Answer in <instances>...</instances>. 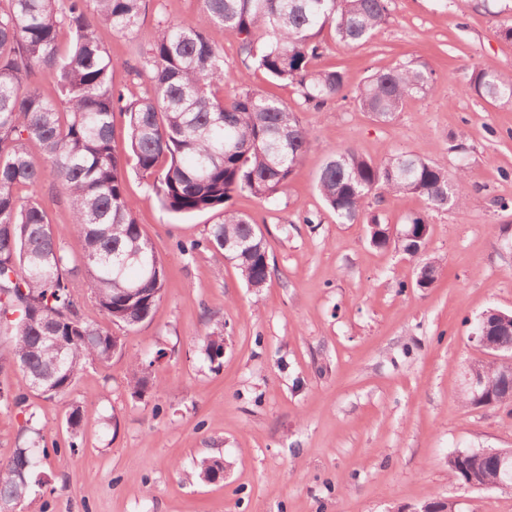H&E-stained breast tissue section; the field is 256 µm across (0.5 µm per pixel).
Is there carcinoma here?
Instances as JSON below:
<instances>
[{
  "label": "carcinoma",
  "instance_id": "1",
  "mask_svg": "<svg viewBox=\"0 0 512 512\" xmlns=\"http://www.w3.org/2000/svg\"><path fill=\"white\" fill-rule=\"evenodd\" d=\"M147 0H7L0 7V405L28 413L26 434L12 457L0 461V512H14L28 498L47 455L46 434L33 424L29 394L46 399L68 395L87 365L106 366L121 351L112 332L86 320L84 296L107 321L133 328L147 320L165 288V269L152 240L138 224L126 194L133 171L152 178L161 208L175 216L213 212L220 221L203 240L179 245L185 255L204 247L226 253L250 288L274 274L263 232L251 216L233 209L234 195L247 192L271 203L311 149L313 137L296 112L258 89L224 95V49L206 31L224 27L239 40L248 70L298 86L303 104L315 109L353 100L377 121L393 120L404 103L425 94L426 67L400 63L375 72L356 91L339 70L310 66L323 49L322 32L346 46L361 45L386 23L391 0H200L191 23H169L149 44L146 64L153 93L127 99L112 85L116 62L101 45V27L122 35L138 32ZM48 69L58 77V97L45 96L31 81ZM470 89L479 97L512 105V76L476 68ZM127 119L128 150L113 140L115 111ZM64 190L72 222L50 223L36 193L47 179ZM25 186L31 192L18 195ZM316 189L339 224L368 226L373 246L395 245L419 260L416 286L428 288L437 262L424 257L430 234L423 214L407 217L393 233L366 200L377 192L417 195L429 211L461 206L469 191L463 171L408 152L366 158L347 147L332 153L316 177ZM80 245L74 256L66 246ZM223 328L205 336L210 363L222 358ZM471 369L486 377L485 397L470 405L508 407L512 388L492 364L476 359ZM22 374L21 386L8 375ZM132 396L148 390L143 363L132 362ZM63 427L76 450L82 410L69 407ZM490 458L470 449L448 454V471L461 484L478 467L496 477ZM202 478L224 472L217 458L200 463Z\"/></svg>",
  "mask_w": 512,
  "mask_h": 512
}]
</instances>
